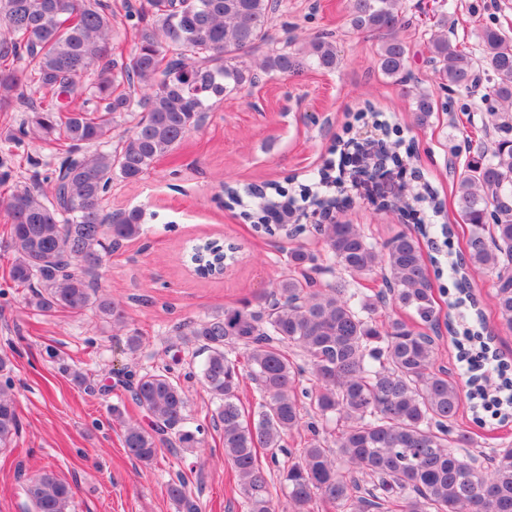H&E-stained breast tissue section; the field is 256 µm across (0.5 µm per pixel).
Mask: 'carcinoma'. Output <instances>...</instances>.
I'll list each match as a JSON object with an SVG mask.
<instances>
[{
    "instance_id": "cac0c4a2",
    "label": "carcinoma",
    "mask_w": 512,
    "mask_h": 512,
    "mask_svg": "<svg viewBox=\"0 0 512 512\" xmlns=\"http://www.w3.org/2000/svg\"><path fill=\"white\" fill-rule=\"evenodd\" d=\"M401 0H349V26L380 42L377 69L405 83L409 47L400 36ZM281 0H139L137 42L130 58H112V11L104 0H0V56L25 60L0 69V110L43 96L27 128L3 132L9 140L30 136L57 142L58 162L49 175L33 170L31 185L0 195L10 219L9 276L31 291L42 312L80 315L88 310L125 333L124 351L142 347L126 332L121 304L102 293L105 258L120 242L143 232L142 212L117 220L102 201L119 177L140 180L151 165L175 151L202 125L205 114L225 97L263 76L299 75L340 65L336 41L317 35L302 48L278 44L270 34ZM481 57L448 36L437 23L428 40L436 82L468 90L477 69L494 76L488 123L498 134L490 155L469 162L456 182L459 216L470 225L461 263H451L458 296L479 327L463 330L474 353L456 342L468 363L467 398L474 414L494 410L512 416V396L494 395L484 362L496 358L484 335L483 313L471 293L475 275H494L499 324L512 330V40L485 28L478 33ZM415 122L425 126L435 112L433 95L411 91ZM96 100L93 109L85 108ZM136 114L126 135L114 140L117 119ZM321 252L299 244L288 252V274L272 290L221 313L174 326L205 354L203 388L216 402L213 422L222 430L224 458L235 471L246 512H275L259 449L281 450L302 426V399L320 421L338 420L336 449L325 447L316 423L311 438L283 469L287 490L281 512L312 506L338 512H512V447L469 451L473 440L457 428L461 385L434 371L437 317L427 264L417 239L398 233L378 245L359 224H317ZM235 248L210 240L187 252L198 270L234 258ZM352 276L376 274L385 288L347 293L342 284L317 282L331 271L323 259ZM391 305L410 315L377 320ZM302 353L305 365L288 351ZM178 357L140 373L121 371L119 383L145 411V427L112 407L123 428L130 457L151 464L160 447L174 456L205 445V429L187 425L190 399L174 375ZM309 373L310 387L298 390ZM253 380L261 402L253 417L240 400L244 377ZM20 429L18 402L9 383H0V447ZM347 467L342 472L339 464ZM177 512H201L199 499L181 476L167 484ZM26 512H70L73 487L50 470L31 474L25 485Z\"/></svg>"
}]
</instances>
